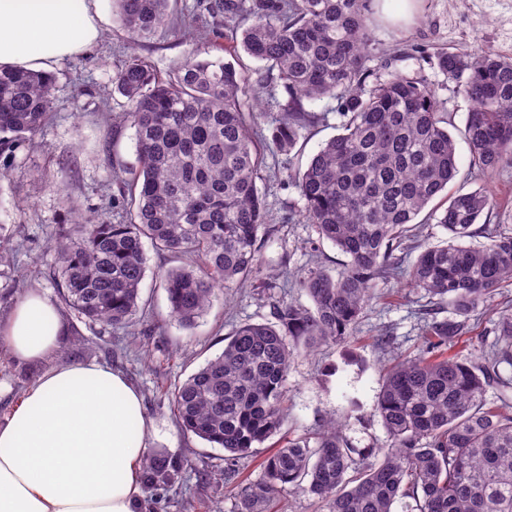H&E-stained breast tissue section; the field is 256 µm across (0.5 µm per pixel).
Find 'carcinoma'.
I'll return each mask as SVG.
<instances>
[{
    "label": "carcinoma",
    "instance_id": "carcinoma-1",
    "mask_svg": "<svg viewBox=\"0 0 512 512\" xmlns=\"http://www.w3.org/2000/svg\"><path fill=\"white\" fill-rule=\"evenodd\" d=\"M170 0H113L120 26L135 41L162 26ZM369 0H199L196 9L224 26L218 38L239 44L264 63L289 101L270 128L286 155L316 119L305 104L337 102L342 133L321 143L305 168L288 175L304 201V218L318 238L348 257L331 274L320 266L296 286L312 301L286 296L271 319L237 328L222 353L172 393L182 431L224 449V483L239 462L283 429L290 361L320 345L343 349L358 363L350 338L377 281L402 280L453 315L424 312L420 354L383 376L375 413L386 431L383 448H357L335 417L286 440L263 463L236 512H270L282 492L297 490L324 502L327 512H392L409 498L411 512H512V308L498 311L497 339L477 357L448 350L471 332L469 312L512 281V231L479 224L496 207L485 189L446 196L431 211L448 238L424 247L411 265L412 224L448 190L457 173L448 113L424 83L400 72L376 77L366 23ZM250 20L243 27L242 21ZM440 71L471 103L464 136L470 178L487 181L512 166V57L481 50L442 51ZM52 74L0 71V175L16 146L53 124ZM135 130L139 169L119 183L105 213L62 225L51 244L53 277L66 306L84 322L126 327L139 310L146 276L144 241L190 258L159 274L172 316L191 327L212 305L214 289L237 288L260 273L263 237L270 232L265 200L263 114L246 107L244 68L197 50L168 78L134 56L114 78ZM484 238L474 245L466 239ZM402 251L398 256L395 251ZM501 407H485L487 389ZM189 466L164 452L147 454L144 481L165 487Z\"/></svg>",
    "mask_w": 512,
    "mask_h": 512
}]
</instances>
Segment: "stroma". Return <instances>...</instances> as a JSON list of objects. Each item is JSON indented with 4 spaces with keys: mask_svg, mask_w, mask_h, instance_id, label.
<instances>
[{
    "mask_svg": "<svg viewBox=\"0 0 512 512\" xmlns=\"http://www.w3.org/2000/svg\"><path fill=\"white\" fill-rule=\"evenodd\" d=\"M171 25L150 40L132 46L117 23L112 0H99L103 32L98 42L77 56L57 63L53 73L56 123L43 134L23 142L14 153L8 176L0 177V241L13 252L0 265V318L30 290L43 292L60 307L64 333L49 365L93 361L121 370L140 392L156 432L149 447L189 459L190 467L176 484L165 490H145L142 512H235L241 490L263 476L262 463L281 443L316 430L329 415L344 418V433L360 448H381L386 431L374 408L384 369L395 360L419 354L423 342L419 311L427 305L420 292L395 281L381 282L377 298L365 310L352 338L356 365L337 375L329 368L341 361L336 346H321L301 354L288 367V420L281 436L256 446L240 462L241 474L224 484V451L198 437L183 433L171 410L170 393L207 360L219 355L224 339L246 323L270 317L274 288L248 283L220 289L210 311L195 327H182L170 315L166 293L159 285L160 271L182 265L181 257L148 251V270L141 288V308L129 328L85 324L61 307L52 279L50 245L59 225L81 215L105 210L113 171L135 167L134 130L113 127L104 103L115 95L112 79L133 55L146 58L158 74L166 76L200 48L207 32L194 22L197 0H174ZM380 55L372 66L378 75L400 69L421 80L452 115L451 134L457 141L459 174L455 186L474 189L468 180L469 150L463 139L469 102L454 82L441 73L437 54L478 48L512 55V0H419L418 10L406 25L378 19L369 22ZM336 100L311 103L318 120L306 134L301 155L287 157L275 148L264 150L265 180L260 185L274 231L262 248L263 273H276L284 283V270L304 272L320 266L340 272L347 258L327 241H319L313 225L300 214L303 202L295 188L286 186L288 170L303 167L320 144L335 135L340 118ZM66 186L65 194L52 188ZM512 300V283H503L489 303L470 312L473 325L467 350L479 354L495 339V310ZM40 373L39 367L15 360L0 348V421Z\"/></svg>",
    "mask_w": 512,
    "mask_h": 512,
    "instance_id": "stroma-1",
    "label": "stroma"
}]
</instances>
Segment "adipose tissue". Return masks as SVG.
Wrapping results in <instances>:
<instances>
[{"label": "adipose tissue", "mask_w": 512, "mask_h": 512, "mask_svg": "<svg viewBox=\"0 0 512 512\" xmlns=\"http://www.w3.org/2000/svg\"><path fill=\"white\" fill-rule=\"evenodd\" d=\"M92 0H0V69L52 71L97 43ZM62 322L39 291L0 319V346L45 369L0 422V512H139L155 426L121 371L47 366Z\"/></svg>", "instance_id": "adipose-tissue-1"}]
</instances>
